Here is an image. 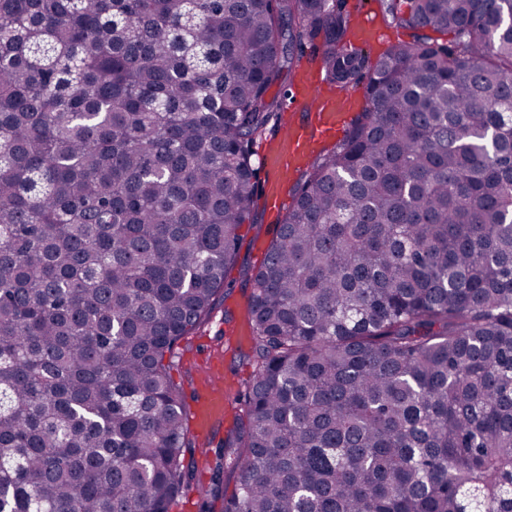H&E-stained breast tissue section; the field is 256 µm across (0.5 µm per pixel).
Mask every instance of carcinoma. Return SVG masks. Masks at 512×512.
Masks as SVG:
<instances>
[{
  "mask_svg": "<svg viewBox=\"0 0 512 512\" xmlns=\"http://www.w3.org/2000/svg\"><path fill=\"white\" fill-rule=\"evenodd\" d=\"M379 2L411 38L373 61L347 0H0V512L195 484L175 350L306 47L364 103L247 271L201 512H512V0Z\"/></svg>",
  "mask_w": 512,
  "mask_h": 512,
  "instance_id": "carcinoma-1",
  "label": "carcinoma"
}]
</instances>
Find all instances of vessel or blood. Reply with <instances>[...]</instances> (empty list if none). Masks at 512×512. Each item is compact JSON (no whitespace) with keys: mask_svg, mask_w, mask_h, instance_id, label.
Returning <instances> with one entry per match:
<instances>
[{"mask_svg":"<svg viewBox=\"0 0 512 512\" xmlns=\"http://www.w3.org/2000/svg\"><path fill=\"white\" fill-rule=\"evenodd\" d=\"M355 104L354 95L337 96L322 90L316 71L304 70L289 103L285 129L261 148V166L266 173L263 200L270 211L279 212L283 206L281 194L288 174L307 163L313 148L338 140ZM201 388V409L196 419L201 431L207 433L232 415L234 407L228 388L213 368H206Z\"/></svg>","mask_w":512,"mask_h":512,"instance_id":"vessel-or-blood-1","label":"vessel or blood"}]
</instances>
